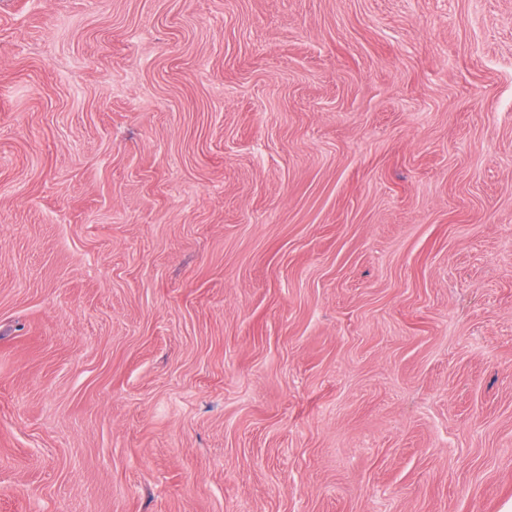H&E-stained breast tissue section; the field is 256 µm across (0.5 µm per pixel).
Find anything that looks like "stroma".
Masks as SVG:
<instances>
[{
  "mask_svg": "<svg viewBox=\"0 0 512 512\" xmlns=\"http://www.w3.org/2000/svg\"><path fill=\"white\" fill-rule=\"evenodd\" d=\"M512 0H0V512H502Z\"/></svg>",
  "mask_w": 512,
  "mask_h": 512,
  "instance_id": "stroma-1",
  "label": "stroma"
}]
</instances>
